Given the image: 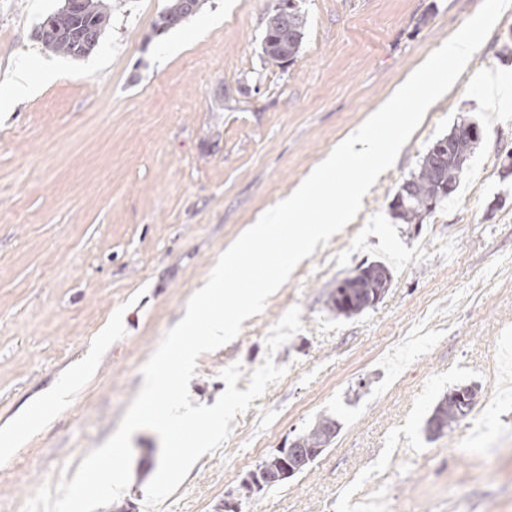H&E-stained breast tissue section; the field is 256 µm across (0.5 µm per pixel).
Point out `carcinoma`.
<instances>
[{"label":"carcinoma","instance_id":"carcinoma-1","mask_svg":"<svg viewBox=\"0 0 512 512\" xmlns=\"http://www.w3.org/2000/svg\"><path fill=\"white\" fill-rule=\"evenodd\" d=\"M202 6V0H169L157 22L158 29L173 28ZM110 19L108 0H85L82 15L75 17L65 8L47 16L36 29V38L51 51L72 58L88 55L99 44ZM306 18L297 7L267 17L261 41L262 53L277 63L294 60L301 48ZM474 123H460L429 148L417 173L399 186L390 209L405 224H421L456 191L459 176L473 154L478 138L471 133ZM452 145L451 152L441 155L442 142ZM392 274L381 261L362 264L336 283L329 303L330 310L350 317L374 306L389 290ZM471 385L458 386L442 398L427 419L425 430L438 436L464 420L473 406L462 403L461 395L472 391ZM336 425L330 418H321L300 435L305 448L329 446L328 430Z\"/></svg>","mask_w":512,"mask_h":512}]
</instances>
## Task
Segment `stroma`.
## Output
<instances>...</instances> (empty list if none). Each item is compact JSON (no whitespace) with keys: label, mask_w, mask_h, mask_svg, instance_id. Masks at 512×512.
<instances>
[{"label":"stroma","mask_w":512,"mask_h":512,"mask_svg":"<svg viewBox=\"0 0 512 512\" xmlns=\"http://www.w3.org/2000/svg\"><path fill=\"white\" fill-rule=\"evenodd\" d=\"M204 0L157 32L168 0H110L98 46L73 59L35 28L63 0H0V61L58 77L32 98L0 83V438L94 355L67 403L0 454V512H23L42 483L75 476L117 430L141 368L246 225L289 194L482 0H297L299 55L261 52L279 0ZM173 37L185 46L160 55ZM512 7L452 88L426 112L355 221L306 258L239 335L197 360L189 390L213 405L221 371L246 390L266 355L285 366L228 438L154 510L145 487L156 433L132 437L131 483L96 512H512V396L436 439L424 430L458 385L485 395L512 364ZM500 94L487 104L478 81ZM460 122L481 140L456 193L420 224L389 205L428 148ZM392 273L384 299L336 316L330 293L363 262ZM302 328L275 353L266 336L290 308ZM337 434L310 467L244 497L240 486L320 418Z\"/></svg>","instance_id":"1"}]
</instances>
